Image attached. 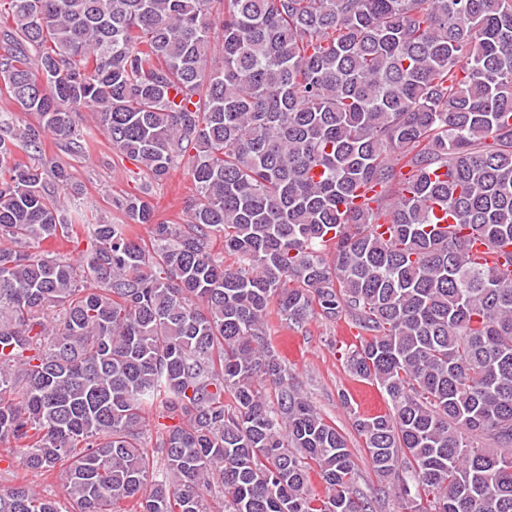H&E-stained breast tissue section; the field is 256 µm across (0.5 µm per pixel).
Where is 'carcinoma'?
I'll return each mask as SVG.
<instances>
[{
	"label": "carcinoma",
	"instance_id": "carcinoma-1",
	"mask_svg": "<svg viewBox=\"0 0 512 512\" xmlns=\"http://www.w3.org/2000/svg\"><path fill=\"white\" fill-rule=\"evenodd\" d=\"M5 5L0 92L40 121L0 113L3 480L53 476L74 512H373L274 309L358 330L347 367L390 411L354 427L404 512H512V0ZM84 111L152 180L194 150L185 223L65 209L68 170L18 159L45 132L84 154ZM0 512L68 510L14 483Z\"/></svg>",
	"mask_w": 512,
	"mask_h": 512
}]
</instances>
